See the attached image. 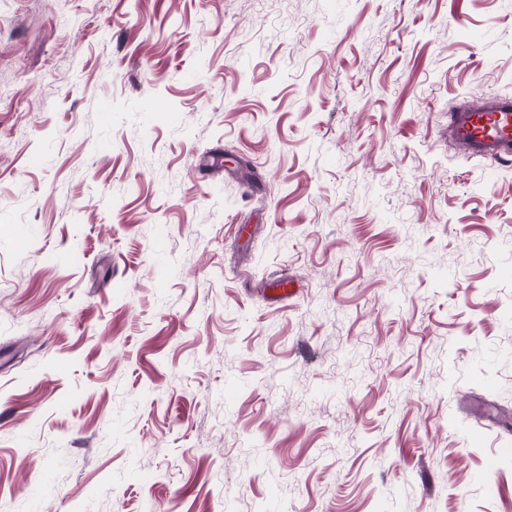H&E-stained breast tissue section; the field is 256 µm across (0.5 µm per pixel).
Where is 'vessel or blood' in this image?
<instances>
[{
  "label": "vessel or blood",
  "instance_id": "1",
  "mask_svg": "<svg viewBox=\"0 0 512 512\" xmlns=\"http://www.w3.org/2000/svg\"><path fill=\"white\" fill-rule=\"evenodd\" d=\"M448 134L468 157L495 163L511 161L512 96H489L451 108Z\"/></svg>",
  "mask_w": 512,
  "mask_h": 512
}]
</instances>
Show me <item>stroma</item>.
<instances>
[{
  "mask_svg": "<svg viewBox=\"0 0 512 512\" xmlns=\"http://www.w3.org/2000/svg\"><path fill=\"white\" fill-rule=\"evenodd\" d=\"M483 94L512 0H0V512H512ZM448 134L470 158L495 163L511 161L512 96H489L451 108Z\"/></svg>",
  "mask_w": 512,
  "mask_h": 512,
  "instance_id": "stroma-1",
  "label": "stroma"
}]
</instances>
